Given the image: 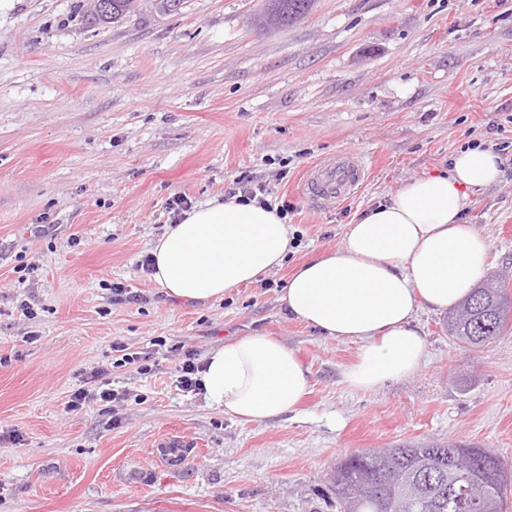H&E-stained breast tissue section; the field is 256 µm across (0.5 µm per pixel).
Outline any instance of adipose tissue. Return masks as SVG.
Segmentation results:
<instances>
[{
  "label": "adipose tissue",
  "instance_id": "1",
  "mask_svg": "<svg viewBox=\"0 0 512 512\" xmlns=\"http://www.w3.org/2000/svg\"><path fill=\"white\" fill-rule=\"evenodd\" d=\"M489 150L456 152L447 172L404 182L347 224L340 245L302 263L280 302L325 339L354 342L342 382L374 390L413 376L428 351L420 310L443 314L488 272V246L464 219L466 190L501 176ZM290 229L276 209L230 198L184 212L153 244V278L165 295L200 303L254 281L284 261ZM206 398L225 416L266 423L294 413L310 385L296 352L255 334L206 357Z\"/></svg>",
  "mask_w": 512,
  "mask_h": 512
}]
</instances>
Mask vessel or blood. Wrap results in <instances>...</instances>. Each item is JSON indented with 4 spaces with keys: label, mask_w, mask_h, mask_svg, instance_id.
I'll use <instances>...</instances> for the list:
<instances>
[{
    "label": "vessel or blood",
    "mask_w": 512,
    "mask_h": 512,
    "mask_svg": "<svg viewBox=\"0 0 512 512\" xmlns=\"http://www.w3.org/2000/svg\"><path fill=\"white\" fill-rule=\"evenodd\" d=\"M361 178V171L352 154L341 152L308 167L300 183L302 192L318 200L344 197L353 190ZM188 445L178 437L162 439L156 447V457L164 464L183 459Z\"/></svg>",
    "instance_id": "obj_1"
}]
</instances>
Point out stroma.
Masks as SVG:
<instances>
[{"mask_svg": "<svg viewBox=\"0 0 512 512\" xmlns=\"http://www.w3.org/2000/svg\"><path fill=\"white\" fill-rule=\"evenodd\" d=\"M77 3L0 0V512H337L327 474L356 449L453 443L512 460V332L470 354L446 315L419 312L426 365L358 391L341 381L357 344L279 301L357 213L472 145L502 174L467 191L465 218L491 271L512 267V0H315L278 28L258 24L264 0L92 27ZM341 151L364 170L355 191L303 195L304 170ZM244 171L290 206L282 266L218 302L168 298L139 267L168 202L225 198ZM117 281L143 302H114ZM259 333L312 372L298 413L243 424L180 389L173 346L204 357ZM116 341L150 353L148 371L117 366ZM98 369L127 399L68 410ZM164 434L190 443L183 462L157 461Z\"/></svg>", "mask_w": 512, "mask_h": 512, "instance_id": "1", "label": "stroma"}]
</instances>
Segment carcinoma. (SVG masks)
<instances>
[{"instance_id": "obj_1", "label": "carcinoma", "mask_w": 512, "mask_h": 512, "mask_svg": "<svg viewBox=\"0 0 512 512\" xmlns=\"http://www.w3.org/2000/svg\"><path fill=\"white\" fill-rule=\"evenodd\" d=\"M100 14L89 0H79L83 25L115 22L141 9L142 0H108ZM314 0H267V22L293 24L312 10ZM507 276L482 280L448 315V336L462 349L477 352L498 341L505 330L512 299ZM329 487L341 512H507L512 495V462L490 448H368L336 462Z\"/></svg>"}]
</instances>
